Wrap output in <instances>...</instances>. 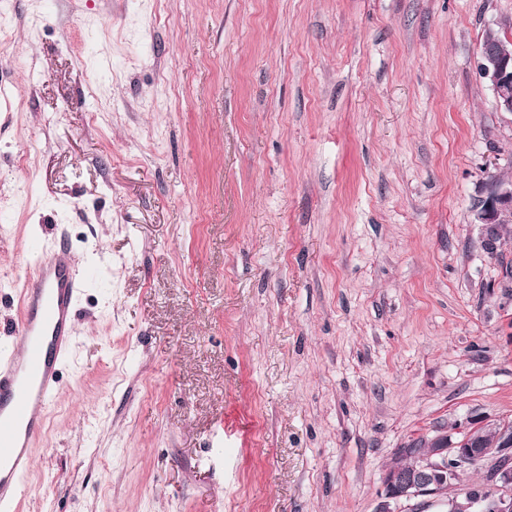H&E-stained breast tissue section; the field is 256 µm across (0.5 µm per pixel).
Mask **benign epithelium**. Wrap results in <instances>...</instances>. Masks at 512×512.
Instances as JSON below:
<instances>
[{
    "instance_id": "7a95c632",
    "label": "benign epithelium",
    "mask_w": 512,
    "mask_h": 512,
    "mask_svg": "<svg viewBox=\"0 0 512 512\" xmlns=\"http://www.w3.org/2000/svg\"><path fill=\"white\" fill-rule=\"evenodd\" d=\"M477 68L489 81L498 109L512 114V56L484 41ZM511 220L512 180H500L474 209L484 246L496 245L497 226ZM469 470L488 471L486 485L456 486L460 473ZM429 502L441 506L440 512H512V421L470 416L450 432L436 429L396 449L374 512H423Z\"/></svg>"
}]
</instances>
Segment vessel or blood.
<instances>
[{
	"label": "vessel or blood",
	"instance_id": "b4317fda",
	"mask_svg": "<svg viewBox=\"0 0 512 512\" xmlns=\"http://www.w3.org/2000/svg\"><path fill=\"white\" fill-rule=\"evenodd\" d=\"M78 274L66 248H41L20 293L10 333L21 356H0V512H16L28 487L31 449L60 387L72 343Z\"/></svg>",
	"mask_w": 512,
	"mask_h": 512
}]
</instances>
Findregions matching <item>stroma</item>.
<instances>
[{"label":"stroma","mask_w":512,"mask_h":512,"mask_svg":"<svg viewBox=\"0 0 512 512\" xmlns=\"http://www.w3.org/2000/svg\"><path fill=\"white\" fill-rule=\"evenodd\" d=\"M512 0H0V355L82 276L20 512H374L396 448L512 419ZM477 68L489 81L498 109L512 114V56H505L492 41H483L479 47ZM473 212V223L484 228V247L495 246L498 224L512 220V180L495 182Z\"/></svg>","instance_id":"1"}]
</instances>
